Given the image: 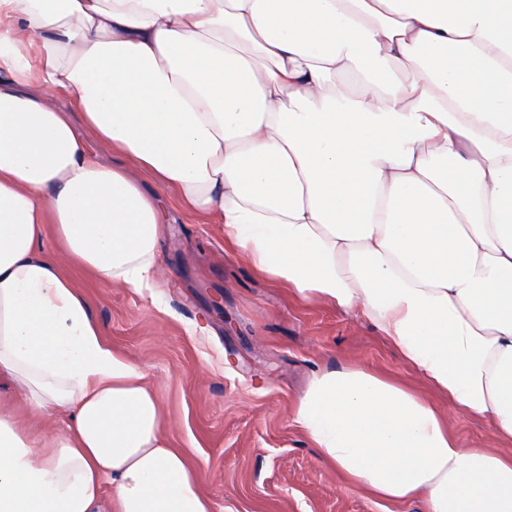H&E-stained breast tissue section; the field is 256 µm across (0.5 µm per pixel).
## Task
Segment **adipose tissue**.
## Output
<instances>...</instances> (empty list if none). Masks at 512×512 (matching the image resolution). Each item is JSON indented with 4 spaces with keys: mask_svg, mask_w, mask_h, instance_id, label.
<instances>
[{
    "mask_svg": "<svg viewBox=\"0 0 512 512\" xmlns=\"http://www.w3.org/2000/svg\"><path fill=\"white\" fill-rule=\"evenodd\" d=\"M88 134L512 442V0H0V381L47 426L0 410V512H215L60 270L164 275L163 210ZM292 421L378 499L512 512V459L361 364Z\"/></svg>",
    "mask_w": 512,
    "mask_h": 512,
    "instance_id": "obj_1",
    "label": "adipose tissue"
}]
</instances>
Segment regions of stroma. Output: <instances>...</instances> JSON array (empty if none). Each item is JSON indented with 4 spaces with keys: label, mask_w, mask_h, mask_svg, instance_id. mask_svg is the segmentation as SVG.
I'll list each match as a JSON object with an SVG mask.
<instances>
[{
    "label": "stroma",
    "mask_w": 512,
    "mask_h": 512,
    "mask_svg": "<svg viewBox=\"0 0 512 512\" xmlns=\"http://www.w3.org/2000/svg\"><path fill=\"white\" fill-rule=\"evenodd\" d=\"M137 177L164 207L155 288L110 287L77 263L65 275L88 301L113 353L154 390L163 432L197 467L216 512H423L420 501H379L319 458L291 414L320 370L358 361L440 412L431 388L367 322L257 275L206 215H186L176 192ZM224 305L223 315L212 310ZM463 447L498 446L490 424L450 415Z\"/></svg>",
    "instance_id": "stroma-1"
}]
</instances>
